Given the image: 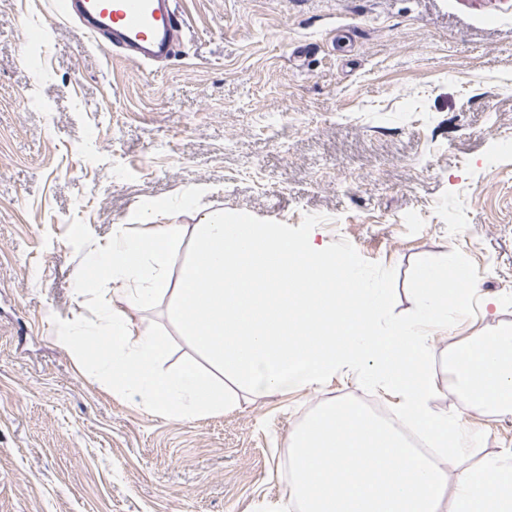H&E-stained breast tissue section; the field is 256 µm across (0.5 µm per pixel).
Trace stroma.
<instances>
[{
  "mask_svg": "<svg viewBox=\"0 0 512 512\" xmlns=\"http://www.w3.org/2000/svg\"><path fill=\"white\" fill-rule=\"evenodd\" d=\"M175 56L115 58L55 12L0 0V512H256L287 491L288 437L326 383L177 421L113 395L57 340L87 313L83 256L139 203L206 187L224 209L345 240L395 272L459 249L484 311L431 344L512 323V0H179ZM132 323L174 336L166 302L107 294ZM384 405V389L371 394ZM483 452L512 448V416L470 412Z\"/></svg>",
  "mask_w": 512,
  "mask_h": 512,
  "instance_id": "1",
  "label": "stroma"
}]
</instances>
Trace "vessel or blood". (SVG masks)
I'll use <instances>...</instances> for the list:
<instances>
[{"label":"vessel or blood","mask_w":512,"mask_h":512,"mask_svg":"<svg viewBox=\"0 0 512 512\" xmlns=\"http://www.w3.org/2000/svg\"><path fill=\"white\" fill-rule=\"evenodd\" d=\"M58 11L94 43L110 42L143 66L174 56L184 28L175 0H59Z\"/></svg>","instance_id":"1"}]
</instances>
